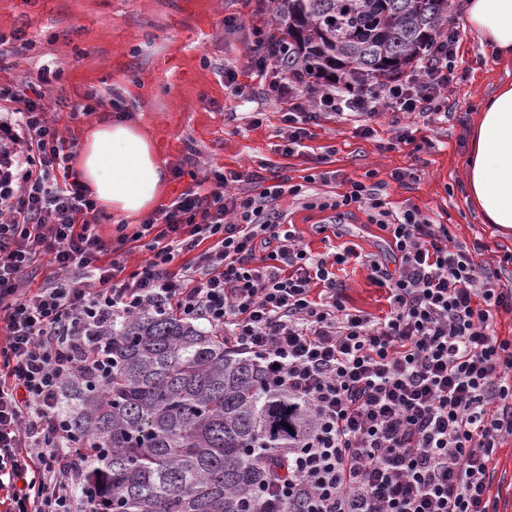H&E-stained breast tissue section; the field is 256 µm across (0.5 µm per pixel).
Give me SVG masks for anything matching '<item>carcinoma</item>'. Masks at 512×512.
Wrapping results in <instances>:
<instances>
[{
	"instance_id": "cac0c4a2",
	"label": "carcinoma",
	"mask_w": 512,
	"mask_h": 512,
	"mask_svg": "<svg viewBox=\"0 0 512 512\" xmlns=\"http://www.w3.org/2000/svg\"><path fill=\"white\" fill-rule=\"evenodd\" d=\"M289 64L349 89L414 68L452 0H272ZM106 383L70 379L61 412L96 512H265L269 476L312 426L224 331L174 311L112 323Z\"/></svg>"
}]
</instances>
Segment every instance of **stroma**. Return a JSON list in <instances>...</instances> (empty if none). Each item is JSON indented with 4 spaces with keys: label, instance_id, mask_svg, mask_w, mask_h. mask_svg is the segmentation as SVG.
<instances>
[{
    "label": "stroma",
    "instance_id": "stroma-1",
    "mask_svg": "<svg viewBox=\"0 0 512 512\" xmlns=\"http://www.w3.org/2000/svg\"><path fill=\"white\" fill-rule=\"evenodd\" d=\"M467 0H456L457 78L447 90L448 114L402 117L420 152L387 149L391 115L373 121V135L363 136L352 120L321 115L314 136L299 152L279 150L284 125L275 100L264 94L235 93L224 79L235 71L237 83L254 85L249 52L254 29L264 15L240 0H0V34L21 31L26 40L13 69L0 71L7 86L42 67L59 70L50 93L67 104L101 98L95 115L57 116L63 136L82 149L91 127L121 115L138 123L154 142L158 159L171 177L161 203L193 186L194 175L212 169L253 172L293 182L316 170L332 172L328 184H314L310 201L285 197L281 208L312 252L346 246L390 259L383 232L365 213L337 218L322 209L324 198L345 192L348 181L368 174L386 181V200L402 210L417 207L435 223L447 225L460 242L486 245L482 258L493 261L512 252V233L484 223L467 200L464 173L471 129L481 101L499 86L512 83V63L500 62L482 45L466 22ZM182 176H174L175 167ZM415 168L418 181H392V172ZM350 306L381 314L384 292L369 279L365 266L352 262L339 270ZM489 497L497 512H512V437L505 438L490 465Z\"/></svg>",
    "mask_w": 512,
    "mask_h": 512
}]
</instances>
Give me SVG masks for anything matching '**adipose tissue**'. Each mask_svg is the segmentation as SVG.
Here are the masks:
<instances>
[{"label":"adipose tissue","instance_id":"obj_1","mask_svg":"<svg viewBox=\"0 0 512 512\" xmlns=\"http://www.w3.org/2000/svg\"><path fill=\"white\" fill-rule=\"evenodd\" d=\"M466 18L499 58L512 59V0H468ZM77 167L100 207L127 219L149 212L168 179L154 143L119 118L89 135ZM466 190L484 223L512 229V85L498 88L481 105L470 137Z\"/></svg>","mask_w":512,"mask_h":512}]
</instances>
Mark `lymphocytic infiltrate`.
I'll return each mask as SVG.
<instances>
[{"instance_id":"lymphocytic-infiltrate-1","label":"lymphocytic infiltrate","mask_w":512,"mask_h":512,"mask_svg":"<svg viewBox=\"0 0 512 512\" xmlns=\"http://www.w3.org/2000/svg\"><path fill=\"white\" fill-rule=\"evenodd\" d=\"M458 41L449 28L412 74L347 92L290 72V46L264 29L250 65L279 103L288 156L322 111L361 119L365 136L388 112H446ZM51 76L45 68L0 87V512H70L82 471L68 463L60 388L111 372L117 318L171 309L223 329L313 415L305 444L266 488L267 512L287 499L305 512H495L489 464L512 437V341L493 322L512 311L498 273L511 253L481 261V243L454 241L417 208H390L382 180L350 181L329 207L366 212L394 267L351 248L312 253L280 202L328 182L325 172L293 184L214 169L104 240L98 203L68 165L73 144L51 119L63 107ZM136 244L150 256L130 272ZM42 256L49 269L29 287ZM354 258L384 288L385 315L348 306L336 269Z\"/></svg>"}]
</instances>
